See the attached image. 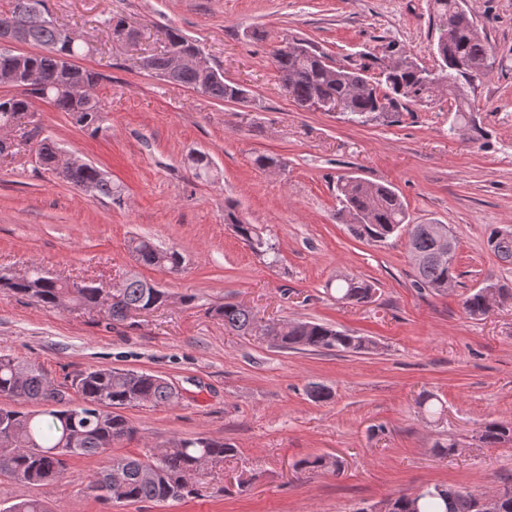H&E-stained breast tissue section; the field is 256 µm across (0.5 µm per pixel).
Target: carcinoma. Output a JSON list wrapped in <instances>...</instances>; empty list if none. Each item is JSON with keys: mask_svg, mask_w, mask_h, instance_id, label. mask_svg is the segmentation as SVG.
<instances>
[{"mask_svg": "<svg viewBox=\"0 0 512 512\" xmlns=\"http://www.w3.org/2000/svg\"><path fill=\"white\" fill-rule=\"evenodd\" d=\"M44 0H11L0 11V30L11 29L21 40L41 48L30 54L0 51V85L20 92L0 96V127L21 124L30 112V97H39L57 111L68 113L74 124L93 133L103 131L100 101L94 94L101 76L79 67L71 59L79 55L80 36L64 29L44 15L33 22L29 8ZM433 24L438 37L432 45L437 67L429 70L403 51H392L396 58L388 63L372 56L360 62L337 63L326 53L304 41L287 42L273 51V60L286 92L308 110L323 98L345 102L351 119L362 124L384 121L407 109L408 105L430 100L446 90L457 101L448 132L464 124L469 139L485 138L468 103V90L489 73L492 48L487 35L480 32L463 0H433ZM195 50L194 44L180 30L165 32L163 50L144 58L143 69L164 80L213 98L242 101L248 90L228 84L222 77H212L180 64L182 56ZM36 72L43 84L25 88L1 78L4 70ZM59 149L48 138L40 141L37 159L45 169L60 175L74 188L101 197L118 200L123 188L112 182L91 163L64 167ZM188 168L196 179L206 180L212 161L205 153L188 159ZM338 219L348 225L351 234L369 243L383 242L394 234L407 240L413 270V284L434 292L448 290L454 278L456 250L436 235L432 224L411 222L407 207L398 190L385 183L359 177L342 176L336 184ZM224 222L232 225L236 235L255 253H270L262 229L245 222L235 202L224 203ZM488 249L503 263L512 265V231L489 229ZM136 259L145 266L170 274L180 272L183 257L174 247L163 249L145 238L131 242ZM0 288L26 296L52 309L90 308L104 294L112 296L109 317L120 322L132 311L152 310L161 306L167 293L137 276L126 278L109 291L94 283L74 285L45 275L35 268L24 277L0 276ZM374 293L372 284L357 276L338 279L336 299L342 303L363 304ZM469 317L481 319L491 312L482 289L470 291L462 303ZM224 326L242 333L253 330L255 315L242 304L226 302L213 309ZM272 344L284 350H336L371 352L377 342L368 336H356L316 321L288 322L280 330L267 332ZM71 386L82 403L60 406L58 390L44 372L8 355H0V397L18 404L33 403L36 411L0 407V467L10 476L41 486L64 478L69 460L95 456L112 449L135 432L132 423L119 413L131 405L150 403L174 406L180 403L177 387L160 376L132 369H92L77 375ZM479 440L488 448L512 443V422L487 423ZM234 449L223 441L209 437L175 439L163 449L145 458L115 457L112 468L95 476L91 488L100 500L117 503L167 502L195 497L205 470L210 464L224 461ZM0 512H49L39 499L25 497ZM388 512H482L481 497L443 485L427 487L412 494H400L389 501Z\"/></svg>", "mask_w": 512, "mask_h": 512, "instance_id": "obj_1", "label": "carcinoma"}]
</instances>
